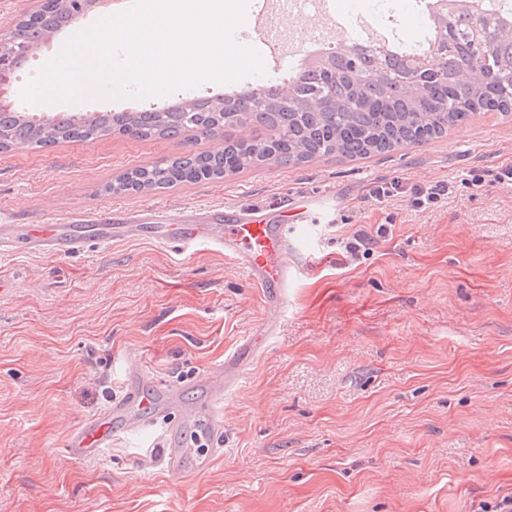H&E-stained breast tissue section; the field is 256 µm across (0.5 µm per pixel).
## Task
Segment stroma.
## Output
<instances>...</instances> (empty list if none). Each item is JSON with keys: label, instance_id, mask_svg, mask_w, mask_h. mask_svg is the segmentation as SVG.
<instances>
[{"label": "stroma", "instance_id": "obj_1", "mask_svg": "<svg viewBox=\"0 0 512 512\" xmlns=\"http://www.w3.org/2000/svg\"><path fill=\"white\" fill-rule=\"evenodd\" d=\"M219 140L127 135L0 151V222L101 208L226 206L294 221L280 329L225 399L224 452L171 473L165 425L95 459L68 433L122 392L126 361L167 382L221 364L268 316L223 252L130 236L70 257L0 254V512H480L512 496V113L380 155L268 160L221 179L106 193L125 172ZM399 181L383 201L377 182ZM447 183V206L412 205ZM351 258L344 242L376 234Z\"/></svg>", "mask_w": 512, "mask_h": 512}]
</instances>
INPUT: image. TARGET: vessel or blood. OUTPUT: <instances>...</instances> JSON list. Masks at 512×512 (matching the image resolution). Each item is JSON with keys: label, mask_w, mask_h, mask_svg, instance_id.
I'll return each instance as SVG.
<instances>
[{"label": "vessel or blood", "mask_w": 512, "mask_h": 512, "mask_svg": "<svg viewBox=\"0 0 512 512\" xmlns=\"http://www.w3.org/2000/svg\"><path fill=\"white\" fill-rule=\"evenodd\" d=\"M292 231L291 224H271L262 214L246 217L220 206L209 208L199 220L185 211L162 219L151 210L111 209L71 217L63 224H0V251L65 256L85 244H107L136 232L160 245L176 244L185 252L206 245L223 251L242 268L261 288L266 306L279 312L301 263ZM277 328V321L267 322L191 387L154 378L144 362L131 364L123 396L71 432L65 442L68 454L76 459L101 456L117 433L136 434L164 419L168 422L165 453L169 470L176 474L206 471L213 457L223 451L224 398L228 392L241 389L244 363ZM190 390L197 391L198 396L188 404L184 396ZM197 438L207 442L206 452L196 451L193 441Z\"/></svg>", "instance_id": "1"}]
</instances>
